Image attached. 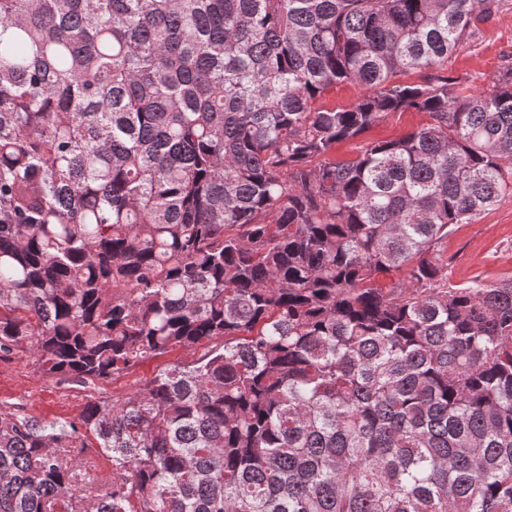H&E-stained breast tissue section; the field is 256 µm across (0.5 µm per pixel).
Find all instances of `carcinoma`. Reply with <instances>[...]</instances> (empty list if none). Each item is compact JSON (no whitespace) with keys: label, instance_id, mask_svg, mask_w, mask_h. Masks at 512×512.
Here are the masks:
<instances>
[{"label":"carcinoma","instance_id":"1","mask_svg":"<svg viewBox=\"0 0 512 512\" xmlns=\"http://www.w3.org/2000/svg\"><path fill=\"white\" fill-rule=\"evenodd\" d=\"M496 6L0 0V357L94 386L224 338L76 423L1 409L0 512H77L88 432L82 512H512V275L438 249L512 196V64L446 69ZM363 94L364 90L360 86L344 83L331 89L322 101L327 107H348L355 103ZM429 118L425 114L405 112L389 116L385 121L377 124L366 132L362 138L346 141L336 146V160L342 161L358 155L364 141L372 139H395L407 130L426 123ZM88 457L92 458V461L95 464V467H91V469L84 470L82 468L81 471H77L78 476V482L73 487V494L78 497H87L90 495L92 489H93V478H96V474L99 475V477H102L103 475H106L110 470V464L107 458L103 455H97V454H88Z\"/></svg>","mask_w":512,"mask_h":512}]
</instances>
